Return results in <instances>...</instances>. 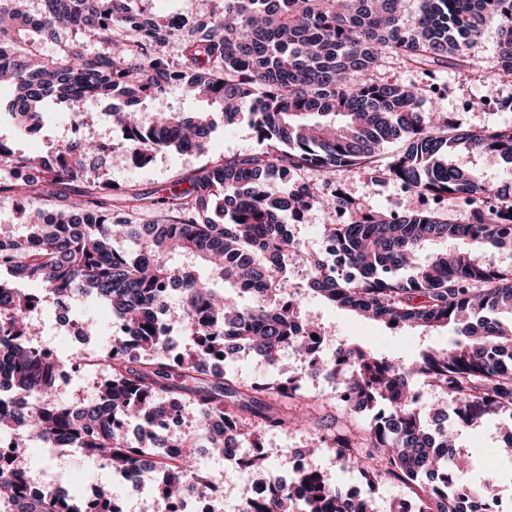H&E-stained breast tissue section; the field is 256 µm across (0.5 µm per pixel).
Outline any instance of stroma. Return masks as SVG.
I'll list each match as a JSON object with an SVG mask.
<instances>
[{"mask_svg":"<svg viewBox=\"0 0 512 512\" xmlns=\"http://www.w3.org/2000/svg\"><path fill=\"white\" fill-rule=\"evenodd\" d=\"M496 26H486L471 49L473 65L478 74L466 76L459 67H449L438 72L444 88L443 95L434 100L433 108L446 112L463 127L475 129L484 126L512 125V110H484L477 100L507 99L512 97V80H503L497 71ZM216 126L204 152L178 153L168 151L157 154L145 165L124 160L122 138L107 126L86 128L88 137L106 143L110 148L107 167L114 187L121 190L153 191L172 185L179 175L211 161L229 156L243 155L257 149V139L248 119L225 124L221 113H214ZM68 125L64 112L51 111L41 131L34 136L16 138L8 119L0 115V139L12 145L16 152L43 155L54 150L66 136ZM334 180L364 206L380 212H415L424 208L423 199L409 194L391 181L375 177L358 168L334 173ZM340 214L319 208L309 210L298 228L296 253L301 260L325 252L323 227L339 222ZM299 313L303 321L320 326L325 339L319 357L326 363L334 362L340 348L358 344L368 349L399 357L407 361L418 359L422 351L447 347L453 338L452 329L420 330L404 328L393 330L383 323L368 321L351 311L335 306L319 297L302 294L298 297ZM225 372L241 384L253 385L264 379L296 376L305 401L289 405V414H310L312 427L297 426L286 432H265L259 447L241 444L242 457L260 455L262 463L257 467L237 466L226 463L223 455L211 452L198 459L202 472L214 477L224 496V512H238L248 482L268 478L273 474L290 473L295 464L294 449L313 448L325 428L335 422L348 427L366 424L367 415L345 410L340 400L341 378L324 379L322 372L309 370L301 359L291 353L284 354L278 368L261 363L257 356L238 353L225 361ZM504 428L499 420L481 422L464 431L458 438L459 449L477 462L474 470L465 478L480 484L487 473H494L496 480L491 489L494 496L512 500V458L499 456ZM31 473H47L61 476L62 485L70 494L82 497L100 485L110 486L120 502L128 504L133 512H163L164 505L157 495L158 476L145 473L138 486L132 487L113 480V472L99 462L88 459L76 451L61 456L42 454L33 448L25 460Z\"/></svg>","mask_w":512,"mask_h":512,"instance_id":"stroma-1","label":"stroma"}]
</instances>
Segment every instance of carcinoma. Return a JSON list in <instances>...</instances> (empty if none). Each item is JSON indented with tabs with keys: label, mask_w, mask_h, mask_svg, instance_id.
Returning <instances> with one entry per match:
<instances>
[{
	"label": "carcinoma",
	"mask_w": 512,
	"mask_h": 512,
	"mask_svg": "<svg viewBox=\"0 0 512 512\" xmlns=\"http://www.w3.org/2000/svg\"><path fill=\"white\" fill-rule=\"evenodd\" d=\"M0 0V90L18 133L44 125L50 101L74 112L80 126L98 113L75 112L87 98L123 97L126 109L104 113L118 131L126 158L147 164L160 152H201L212 114L159 110L151 122L142 105L179 85L224 112L232 124L248 114L259 148L212 161L167 191L127 192L112 186L105 146L70 137L52 154L32 158L0 140V193L19 204L25 232L0 231V272L35 281L54 300L80 295L110 306L120 333L104 354L109 378L97 406L61 408L52 399L59 369L78 356L42 352L32 342L36 298L0 279V369L20 396L15 408L0 402V435L34 434L57 446L75 444L126 472L156 448H182L177 466L162 474L161 498L170 505L206 490L196 448H236L231 429L256 446L264 431H286L290 418L271 402L302 397L297 378L264 389H243L211 363L234 355V336L269 367L288 343L306 354L319 334L298 325L295 302H270L287 287L295 239L289 224L313 206L344 211L329 224L334 250L308 260L304 288L316 297L386 325L450 327L446 349H429L412 362L358 346L343 348L349 367L341 400L373 415L360 430L329 431L322 447L358 471L370 487L390 480L415 487L413 512H482L486 493L461 479L459 432L498 417L512 423V267L485 262L486 246L512 244V186L490 183L453 160L459 150L512 163V125L464 128L422 105L435 92L414 83L374 76L396 55L432 74L459 65L489 23L499 27L498 66L512 74V10L504 0H421L413 17L405 0H209L188 20L158 15L141 0ZM180 40L177 59L167 51ZM55 52H43L46 43ZM401 149L380 153L392 143ZM375 171L432 202L416 213H380L334 182L304 191L268 190L281 170L314 171L325 178L341 168ZM37 198L43 207L26 210ZM462 207L467 219L450 223L444 207ZM218 210L221 220L208 216ZM151 213L161 219L134 223ZM465 248L416 257L439 240ZM408 270L410 274H399ZM253 295L243 307L225 295ZM179 324L194 347L171 353L169 326ZM439 390L440 416L453 413L458 428L427 425L415 382ZM195 421L197 441L156 426L168 411ZM139 422L140 443L121 425ZM28 470L0 467V502L15 512H120L110 494L97 500L60 495L48 485L27 497ZM319 471L293 470L278 490L241 512H368Z\"/></svg>",
	"instance_id": "obj_1"
}]
</instances>
